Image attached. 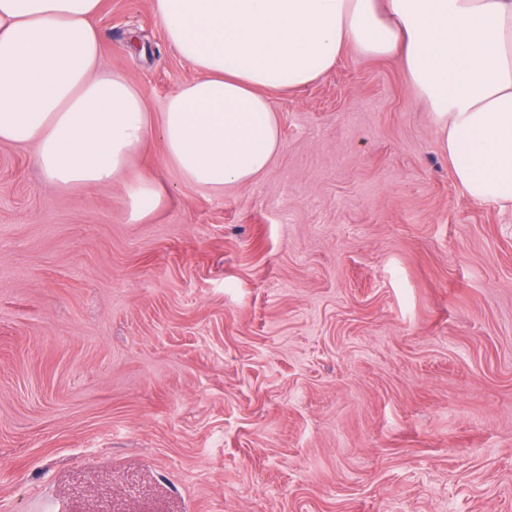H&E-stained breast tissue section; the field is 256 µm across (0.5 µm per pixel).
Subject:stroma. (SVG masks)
Wrapping results in <instances>:
<instances>
[{"instance_id": "obj_1", "label": "stroma", "mask_w": 512, "mask_h": 512, "mask_svg": "<svg viewBox=\"0 0 512 512\" xmlns=\"http://www.w3.org/2000/svg\"><path fill=\"white\" fill-rule=\"evenodd\" d=\"M102 4L103 66L160 112L196 70L150 0ZM271 101L279 153L220 193L150 137L140 223L0 144V512H512V214L398 59Z\"/></svg>"}]
</instances>
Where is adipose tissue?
Returning a JSON list of instances; mask_svg holds the SVG:
<instances>
[{
	"label": "adipose tissue",
	"instance_id": "adipose-tissue-1",
	"mask_svg": "<svg viewBox=\"0 0 512 512\" xmlns=\"http://www.w3.org/2000/svg\"><path fill=\"white\" fill-rule=\"evenodd\" d=\"M166 41L198 72L160 114L101 65V0H0V143L35 148L51 186L124 184L131 221L167 190L125 183L151 135L181 178L247 184L282 142L269 93L306 89L346 48L395 57L426 102L456 182L512 211V0H150Z\"/></svg>",
	"mask_w": 512,
	"mask_h": 512
}]
</instances>
